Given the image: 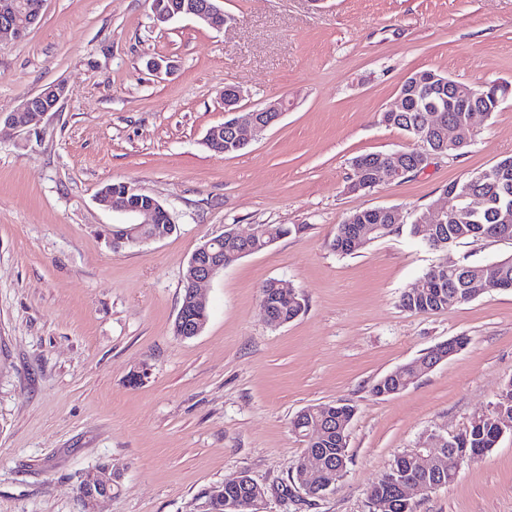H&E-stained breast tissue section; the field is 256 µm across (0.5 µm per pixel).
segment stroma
<instances>
[{
  "label": "stroma",
  "mask_w": 512,
  "mask_h": 512,
  "mask_svg": "<svg viewBox=\"0 0 512 512\" xmlns=\"http://www.w3.org/2000/svg\"><path fill=\"white\" fill-rule=\"evenodd\" d=\"M216 30L158 25L151 0H45L39 23L0 45V113L65 83L38 130L0 126V512H81L97 465L119 474L99 512H201L204 494L245 474L264 512H372L369 487L427 434L452 436L512 379V290L445 309L400 304L442 261L512 257V240L433 251L400 231L342 255L351 213L396 207L406 221L444 186L512 156V95L477 120L472 144L368 192L348 189L356 156L415 147L381 112L403 81L435 70L464 84H512V0H218ZM171 61L156 77L148 59ZM253 110L288 112L242 150L203 143L224 121L225 86ZM130 182L176 229L113 247L142 223L96 197ZM304 230L206 283L203 332L174 333L193 252L226 228ZM295 289L303 313L270 326L261 286ZM457 354L388 397L373 384L448 339ZM349 404L352 458L322 497L292 481L306 452L290 421ZM413 512H512V434L464 462L454 483L411 492Z\"/></svg>",
  "instance_id": "stroma-1"
}]
</instances>
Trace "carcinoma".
Masks as SVG:
<instances>
[{
  "label": "carcinoma",
  "mask_w": 512,
  "mask_h": 512,
  "mask_svg": "<svg viewBox=\"0 0 512 512\" xmlns=\"http://www.w3.org/2000/svg\"><path fill=\"white\" fill-rule=\"evenodd\" d=\"M438 76L434 71L423 70L407 77L402 83L399 93L406 97V107L403 112L380 113L381 122L387 127L401 130L410 138L422 142L434 143L437 140L436 133L428 131L424 134L417 131V121L421 111L429 105L439 107V124L446 127L448 120H456L466 115L471 102L453 99L448 96V88H432L430 80ZM477 90L482 98L479 102L484 105L485 112L482 118L486 119L497 111L501 104L504 89L496 86H479ZM507 168L512 175V157L504 158L486 169L489 177L476 186L485 197V204L481 211L472 214H458L445 224L438 227L437 236L441 241L448 239L459 242L465 239L499 238L512 240V194L508 195L502 188L495 185L496 173L501 168ZM353 175L349 185L350 190L360 191L365 185L377 187L383 184L395 182L387 173L385 159L378 153L362 154L352 161ZM378 225L382 227L379 232H370V228ZM401 223L392 220L384 213L373 209L355 211L346 220L338 225L331 247L340 254H351L358 247L350 245L352 239L358 237L367 243L382 239L399 230ZM258 233L253 238L251 246L253 252H259L266 248L271 239H280L292 233V228L286 224H259ZM421 279L423 288L417 294H403L400 298L402 307L411 312H427L448 307V283L455 284V303L463 304L470 301L466 289L458 284V276L451 271H445L438 275L434 269L427 270ZM261 297L275 303L278 316L285 322L297 318L304 308L299 295L287 298L281 294L276 281L270 280L261 287ZM351 417L355 415V409L347 404H317L306 407V413L296 415L291 421L292 428L300 436L306 438L307 447L321 448L331 456L344 457L345 463H350L348 445L342 444L336 438L335 431L328 429L321 436L309 432L310 425L316 423L322 416ZM500 440V433L495 419L486 418L470 421L464 432L456 436L454 448L448 456V472L441 473L425 458L407 450L397 456L391 470L383 475L369 490V498H386L391 501L392 512H412L405 508L398 487L397 477L404 476L407 479L420 480L422 482L448 480V474L456 473V461L461 459H477L492 451ZM347 472L342 469L338 472L326 470L320 474L314 496L319 497L336 487V481ZM257 484L247 475L224 482V496L214 497L211 492H206L207 512H227L224 508V500L230 499L246 505L253 494Z\"/></svg>",
  "instance_id": "carcinoma-1"
}]
</instances>
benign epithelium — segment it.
Here are the masks:
<instances>
[{
    "mask_svg": "<svg viewBox=\"0 0 512 512\" xmlns=\"http://www.w3.org/2000/svg\"><path fill=\"white\" fill-rule=\"evenodd\" d=\"M217 0H153L152 11L156 24H164L179 16L193 18L213 28H221L226 23V15L216 5ZM41 12H25L18 5L16 0H0V41L4 39H18L23 37L32 27L39 22ZM440 84L448 85L450 93L458 99L474 100L477 98L476 89L454 80L438 79ZM67 88L63 84L53 85L41 90L36 94L29 95L23 101L20 111L8 114H0V121H3L16 128L25 129L29 132L37 129L44 117L51 112L58 102L66 96ZM286 110L285 102L275 100L267 103L261 108L251 112L243 113L233 109L225 113L223 127L230 131L232 142L243 146L247 142V136L259 137L270 127V124L262 122L259 117L261 112H276L283 115ZM484 111L482 106L474 105L470 108V114L463 122L448 123V130H440L441 137L448 138V147H454L460 140L474 134L473 121L475 117ZM137 188L127 190L123 194H113L102 191L97 200L100 205L114 211L125 213H142L149 217L147 224H133L129 228L121 230L120 234L112 237V246L121 244H137L151 240H158L166 237V234L158 233L150 229V225L160 222L161 216L167 210L154 198H137L133 193ZM444 197L451 199L452 205L447 207L441 203L434 204L429 211L418 220L419 234L423 236L428 245H433L436 239L435 229L437 225L446 222L453 214L461 212H476L483 205V198L472 191L464 188L461 191H450ZM216 239L211 238L201 244L192 254L188 261L187 272L188 293L193 300L199 304L204 302L198 292V286L215 277L224 269V258L213 252ZM502 262H494L484 265L487 276L481 278H470L467 291L476 295L481 291L511 289L512 284L498 280V269ZM448 443L453 447L454 439L448 440L433 432L426 439L417 443L416 451L436 461L444 458V451L435 450V446ZM112 485L114 477L112 468L104 465L92 470L84 477L81 484L80 501L83 512H97L100 500L112 497Z\"/></svg>",
    "mask_w": 512,
    "mask_h": 512,
    "instance_id": "1",
    "label": "benign epithelium"
}]
</instances>
